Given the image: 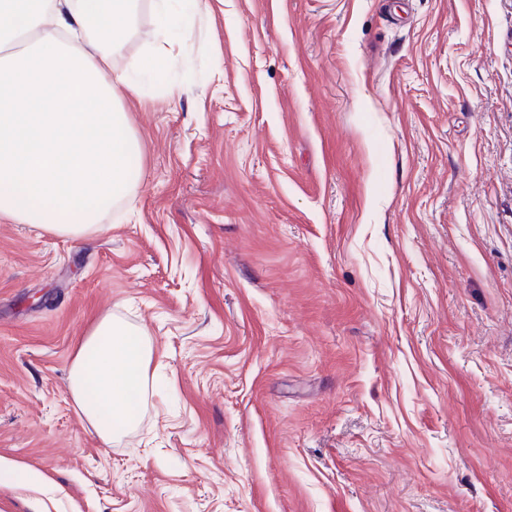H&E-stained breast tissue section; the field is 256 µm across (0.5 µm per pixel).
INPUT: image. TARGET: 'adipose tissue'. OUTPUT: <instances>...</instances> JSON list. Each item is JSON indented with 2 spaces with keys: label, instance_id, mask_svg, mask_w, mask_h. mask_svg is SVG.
Wrapping results in <instances>:
<instances>
[{
  "label": "adipose tissue",
  "instance_id": "ef3b65f1",
  "mask_svg": "<svg viewBox=\"0 0 512 512\" xmlns=\"http://www.w3.org/2000/svg\"><path fill=\"white\" fill-rule=\"evenodd\" d=\"M152 3L155 43L191 27V9ZM139 4L0 0V216L90 235L139 181V140L122 107L137 86L112 68ZM161 359L142 331L111 313L80 343L71 395L102 441L137 428Z\"/></svg>",
  "mask_w": 512,
  "mask_h": 512
}]
</instances>
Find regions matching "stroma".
Wrapping results in <instances>:
<instances>
[{"label":"stroma","instance_id":"stroma-1","mask_svg":"<svg viewBox=\"0 0 512 512\" xmlns=\"http://www.w3.org/2000/svg\"><path fill=\"white\" fill-rule=\"evenodd\" d=\"M164 52L102 229L0 218V459L45 482L0 512H512V0H200ZM110 312L165 358L106 443ZM162 357L146 334L112 313L80 343L70 368L71 395L102 441L137 428L150 368Z\"/></svg>","mask_w":512,"mask_h":512}]
</instances>
